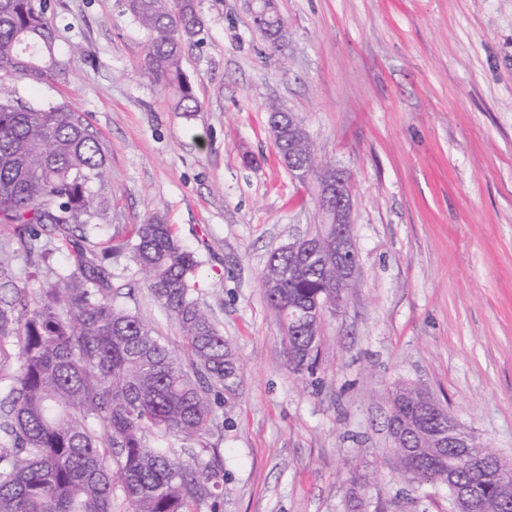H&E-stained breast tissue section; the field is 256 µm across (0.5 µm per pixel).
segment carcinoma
I'll return each mask as SVG.
<instances>
[{
    "mask_svg": "<svg viewBox=\"0 0 512 512\" xmlns=\"http://www.w3.org/2000/svg\"><path fill=\"white\" fill-rule=\"evenodd\" d=\"M146 34L144 74L170 88L181 112L198 111L181 61L203 28L197 0H124ZM48 0H0V224L13 227L25 261L38 270L49 256L66 255L56 281L17 288L0 297V512H112L121 494L131 512H198L214 496L224 472L218 453L175 457L162 442L177 436L205 442L214 405L232 393L238 365L232 348L200 305L199 261L159 215L105 242L108 226V158L98 133L67 104L32 105L15 95L27 80L65 83L68 61L55 47ZM274 51L286 44L279 13L253 16ZM288 160L312 152L305 130L282 129ZM51 227L52 247L39 227ZM123 256L148 274V287L183 335L175 355L153 328L116 303L109 256ZM336 264L283 252L267 262L261 286L279 318L288 359L300 373L314 367L324 316L318 310L336 281ZM400 394V438L392 440L399 470L417 482L448 485V468L482 512H512V465L486 448L498 483L482 480L460 448H434L438 416H454L411 384ZM369 479L353 481L347 512H362Z\"/></svg>",
    "mask_w": 512,
    "mask_h": 512,
    "instance_id": "1",
    "label": "carcinoma"
}]
</instances>
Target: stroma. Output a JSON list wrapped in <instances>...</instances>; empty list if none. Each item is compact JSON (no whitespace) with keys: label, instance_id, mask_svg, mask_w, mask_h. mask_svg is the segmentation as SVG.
<instances>
[{"label":"stroma","instance_id":"obj_1","mask_svg":"<svg viewBox=\"0 0 512 512\" xmlns=\"http://www.w3.org/2000/svg\"><path fill=\"white\" fill-rule=\"evenodd\" d=\"M198 5L182 60L198 111L142 74L146 36L122 0H53L70 79L15 88L99 132L113 232L156 213L201 261L197 296L239 370L207 439L223 492L200 512H345L366 471L367 512H448L444 487L398 472L388 393L420 386L512 461V0H278L280 52L246 0ZM276 109L351 179L360 275L310 374L260 285L269 254L324 221L315 178L279 159ZM109 265L120 304L180 351L144 274ZM252 21L255 29L261 33L273 51H278L285 46L288 28L285 19L278 11L268 16L254 15Z\"/></svg>","mask_w":512,"mask_h":512}]
</instances>
